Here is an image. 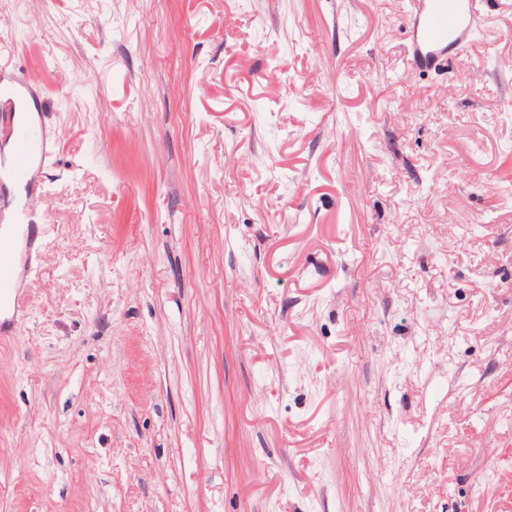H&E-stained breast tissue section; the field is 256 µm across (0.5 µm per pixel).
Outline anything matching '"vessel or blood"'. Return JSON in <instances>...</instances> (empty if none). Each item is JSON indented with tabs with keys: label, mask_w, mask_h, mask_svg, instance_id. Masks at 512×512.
Listing matches in <instances>:
<instances>
[{
	"label": "vessel or blood",
	"mask_w": 512,
	"mask_h": 512,
	"mask_svg": "<svg viewBox=\"0 0 512 512\" xmlns=\"http://www.w3.org/2000/svg\"><path fill=\"white\" fill-rule=\"evenodd\" d=\"M407 72L430 71L449 64L452 54L466 47L483 14L481 0H408ZM0 129L11 142L8 154H0V169L17 185L28 188L23 205L26 218L23 238L29 248V260H36L42 241L39 220L44 195L34 191L33 164L46 161L57 142L47 126L20 119L18 110L0 114ZM15 240L0 234V316L7 325L23 321L28 308L23 299V275L11 256Z\"/></svg>",
	"instance_id": "obj_1"
}]
</instances>
